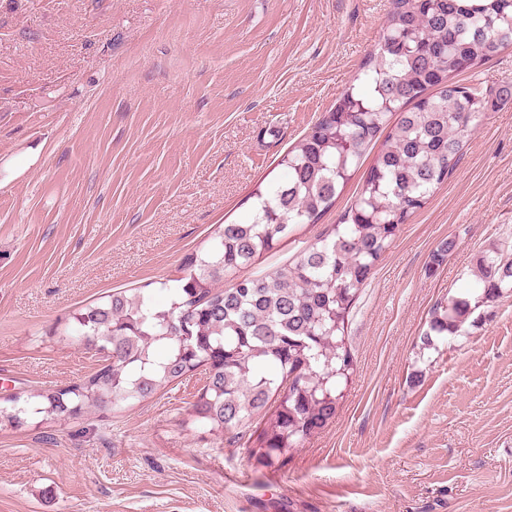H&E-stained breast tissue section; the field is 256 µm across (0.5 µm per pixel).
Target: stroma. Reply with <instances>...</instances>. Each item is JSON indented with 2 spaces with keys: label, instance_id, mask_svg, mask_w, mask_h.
<instances>
[{
  "label": "stroma",
  "instance_id": "obj_1",
  "mask_svg": "<svg viewBox=\"0 0 512 512\" xmlns=\"http://www.w3.org/2000/svg\"><path fill=\"white\" fill-rule=\"evenodd\" d=\"M387 0H0V396L95 371L49 329L155 281L250 220L258 184L340 100ZM493 97L512 49L463 73ZM341 190L242 269L271 273L357 198ZM444 239L455 247L438 269ZM512 246V99L407 222L355 301L354 372L334 421L273 469L188 412L195 375L63 423L0 425V512H512V291L424 349L432 306Z\"/></svg>",
  "mask_w": 512,
  "mask_h": 512
}]
</instances>
